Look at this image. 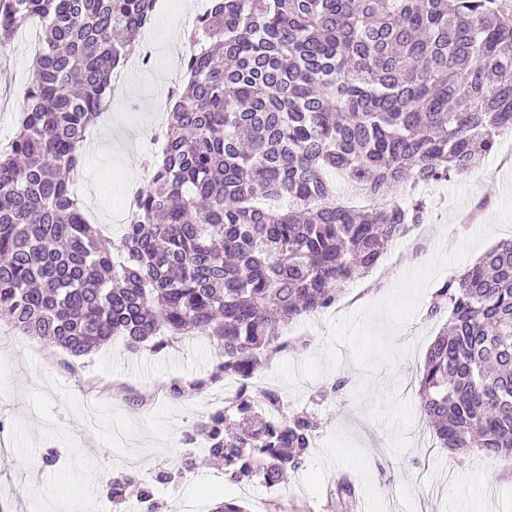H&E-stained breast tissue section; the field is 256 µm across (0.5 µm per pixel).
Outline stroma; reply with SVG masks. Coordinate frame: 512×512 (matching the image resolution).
<instances>
[{
	"label": "stroma",
	"mask_w": 512,
	"mask_h": 512,
	"mask_svg": "<svg viewBox=\"0 0 512 512\" xmlns=\"http://www.w3.org/2000/svg\"><path fill=\"white\" fill-rule=\"evenodd\" d=\"M196 3L158 0L142 40L160 62L129 68L83 150L78 195L87 220L112 242L123 233L114 211L131 186L149 181L143 162L160 149L155 137L192 50L184 34ZM36 34L23 28L0 55V138L18 129L31 83L28 40ZM509 152L512 139L503 138L471 172L398 187V199L426 200L442 232L420 250L396 242L334 306L288 324L282 335L291 350L249 380L253 398L273 393L287 412L320 422L304 466L286 484L230 482L200 444L187 443L194 424L224 402L211 338L132 353L117 337L75 358L0 324V512H137L109 491L108 480L120 475L149 485L167 512H185L190 500L207 512L224 501L266 512L278 499L295 512H333L329 491L343 477L356 490L351 512H512V459L436 447L417 396L427 349L448 321L427 316L435 291L512 238V166L502 163ZM193 379L203 388L166 394V386ZM163 472L172 480L158 481Z\"/></svg>",
	"instance_id": "obj_1"
}]
</instances>
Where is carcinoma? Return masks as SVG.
I'll list each match as a JSON object with an SVG mask.
<instances>
[{
    "label": "carcinoma",
    "mask_w": 512,
    "mask_h": 512,
    "mask_svg": "<svg viewBox=\"0 0 512 512\" xmlns=\"http://www.w3.org/2000/svg\"><path fill=\"white\" fill-rule=\"evenodd\" d=\"M153 0H0V53L41 21L14 138L0 147V321L84 357L211 337L238 394L193 440L233 482L282 484L319 422L243 381L288 351L277 330L336 304L428 218L392 190L479 167L512 132L507 0H216L117 253L73 188L112 74ZM348 184L341 193L329 178ZM450 312L418 384L439 446L512 456V241L434 293Z\"/></svg>",
    "instance_id": "1"
}]
</instances>
